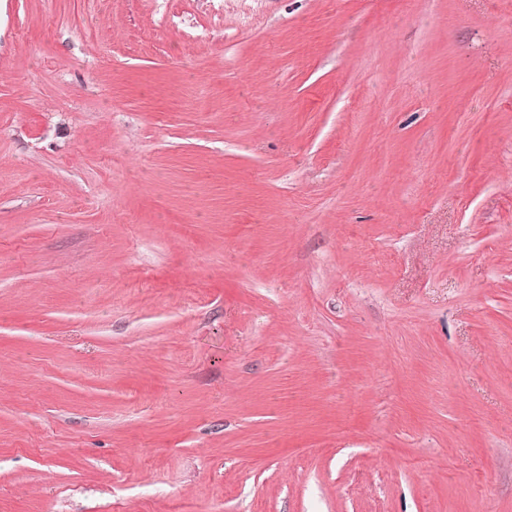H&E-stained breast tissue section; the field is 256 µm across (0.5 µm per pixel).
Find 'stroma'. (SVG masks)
Wrapping results in <instances>:
<instances>
[{
  "label": "stroma",
  "mask_w": 512,
  "mask_h": 512,
  "mask_svg": "<svg viewBox=\"0 0 512 512\" xmlns=\"http://www.w3.org/2000/svg\"><path fill=\"white\" fill-rule=\"evenodd\" d=\"M0 512H512V0H0Z\"/></svg>",
  "instance_id": "35a3bbf8"
}]
</instances>
